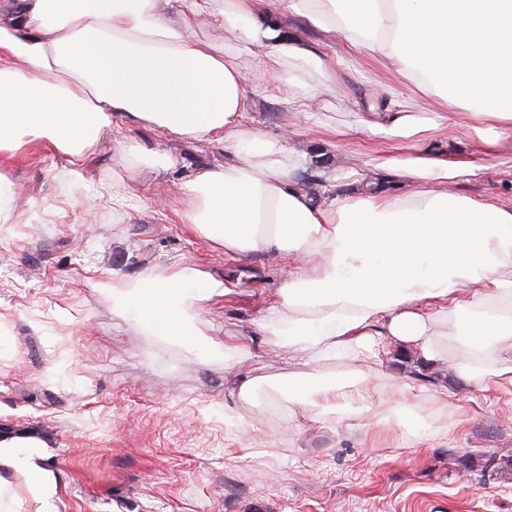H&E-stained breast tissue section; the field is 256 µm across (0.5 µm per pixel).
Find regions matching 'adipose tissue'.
I'll return each mask as SVG.
<instances>
[{"label":"adipose tissue","instance_id":"1","mask_svg":"<svg viewBox=\"0 0 512 512\" xmlns=\"http://www.w3.org/2000/svg\"><path fill=\"white\" fill-rule=\"evenodd\" d=\"M276 1L300 26L394 74L380 90L383 111L363 115L359 129L444 140L458 110L485 125L487 146L512 133V0H215L213 23L237 31L270 70L308 56L272 19ZM197 12V0H0V150L32 136L76 162L125 122L221 146L223 164L184 182L183 218L226 255L295 262L254 332L283 337L305 369L288 397L315 405L319 418L395 419L440 435L411 404V382L387 385L385 359L399 346L425 363L452 362L481 392L512 397V207L449 193L474 166L444 149L388 161L421 191L364 185L314 203L287 138L240 128L244 76L196 38ZM406 86L433 95L431 119L417 124L399 111ZM227 293L181 266L120 296L152 333L179 338L196 333L194 303ZM324 357L350 361L352 380L317 375ZM18 474L53 489L40 440L0 437V491Z\"/></svg>","mask_w":512,"mask_h":512}]
</instances>
